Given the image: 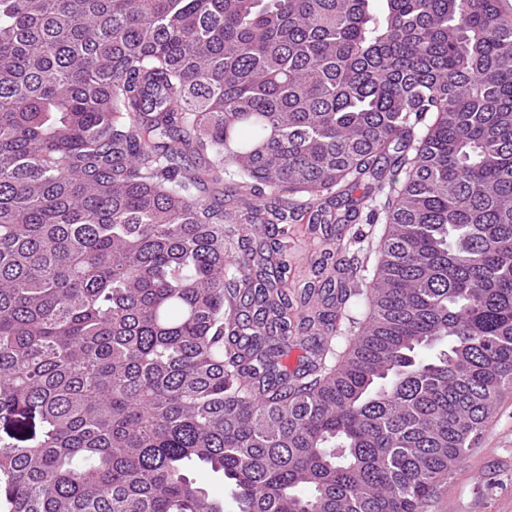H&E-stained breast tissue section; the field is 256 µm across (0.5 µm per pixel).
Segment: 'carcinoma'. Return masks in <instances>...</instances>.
Returning a JSON list of instances; mask_svg holds the SVG:
<instances>
[{"label":"carcinoma","mask_w":512,"mask_h":512,"mask_svg":"<svg viewBox=\"0 0 512 512\" xmlns=\"http://www.w3.org/2000/svg\"><path fill=\"white\" fill-rule=\"evenodd\" d=\"M384 2L0 0V509L427 512L512 390V15ZM323 199L384 230L290 374L224 224Z\"/></svg>","instance_id":"cac0c4a2"}]
</instances>
